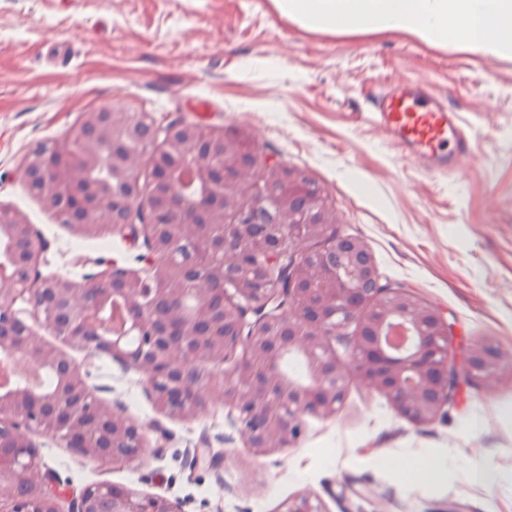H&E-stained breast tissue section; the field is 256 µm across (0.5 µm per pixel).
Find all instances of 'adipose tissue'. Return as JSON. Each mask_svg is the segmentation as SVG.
<instances>
[{
	"mask_svg": "<svg viewBox=\"0 0 512 512\" xmlns=\"http://www.w3.org/2000/svg\"><path fill=\"white\" fill-rule=\"evenodd\" d=\"M313 29L395 30L430 44L512 56V0H273Z\"/></svg>",
	"mask_w": 512,
	"mask_h": 512,
	"instance_id": "adipose-tissue-1",
	"label": "adipose tissue"
}]
</instances>
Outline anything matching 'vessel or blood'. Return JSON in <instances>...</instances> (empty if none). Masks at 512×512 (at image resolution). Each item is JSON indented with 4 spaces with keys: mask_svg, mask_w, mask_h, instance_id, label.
Listing matches in <instances>:
<instances>
[{
    "mask_svg": "<svg viewBox=\"0 0 512 512\" xmlns=\"http://www.w3.org/2000/svg\"><path fill=\"white\" fill-rule=\"evenodd\" d=\"M371 121L390 134L401 153L419 152L431 158L439 146L453 137L459 144L453 166H463L474 158L458 116L431 103L422 85L405 83L381 94L375 102Z\"/></svg>",
    "mask_w": 512,
    "mask_h": 512,
    "instance_id": "1",
    "label": "vessel or blood"
}]
</instances>
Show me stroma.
<instances>
[{"mask_svg": "<svg viewBox=\"0 0 512 512\" xmlns=\"http://www.w3.org/2000/svg\"><path fill=\"white\" fill-rule=\"evenodd\" d=\"M406 81L462 117L472 163L431 171L371 123L378 93ZM108 105L182 116L305 175L327 222L364 240L382 281L437 308L457 342L497 346L501 361L432 425H411L353 381L335 417L306 416L293 447L255 456L232 404L165 415L140 371L47 331L48 345L89 364L98 402L169 434L116 469L38 438L61 490L108 482L181 512H276L303 491L326 512H512V57L399 31L312 29L271 0H0V205L49 241L42 276L96 282L107 261L140 267L136 248L62 223L21 177L32 147L67 148L86 114ZM199 448L220 464L190 468ZM482 466L499 484L475 481Z\"/></svg>", "mask_w": 512, "mask_h": 512, "instance_id": "stroma-1", "label": "stroma"}]
</instances>
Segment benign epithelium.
<instances>
[{
  "label": "benign epithelium",
  "instance_id": "1",
  "mask_svg": "<svg viewBox=\"0 0 512 512\" xmlns=\"http://www.w3.org/2000/svg\"><path fill=\"white\" fill-rule=\"evenodd\" d=\"M161 133L167 164L145 190L138 162ZM100 169L108 181L92 178ZM243 169L266 170L267 182L226 224L224 203ZM22 175L67 224H106L133 247L154 224L169 233L142 256L143 270L112 260L103 280L80 283L41 276L48 241L0 206V512H180L165 496L111 483L71 496L57 489L33 437L114 468L145 454L149 428L95 401L81 366L49 347L42 328L90 358L139 370L160 410L185 419L214 403L212 379L195 365H230L222 399L233 402L255 456L292 447L305 415H336L346 394L336 337H350L359 379L416 427L433 423L464 381L499 370L494 346L462 355L439 311L404 286L382 284L364 241L324 221L320 191L306 177L181 118L162 131L143 112L102 107L87 113L69 149L33 148ZM284 250L294 256L288 287L273 288L249 257L261 253L273 265ZM293 355L304 361L305 382L283 367ZM20 364L55 383L13 381ZM278 512L325 510L302 492Z\"/></svg>",
  "mask_w": 512,
  "mask_h": 512
}]
</instances>
